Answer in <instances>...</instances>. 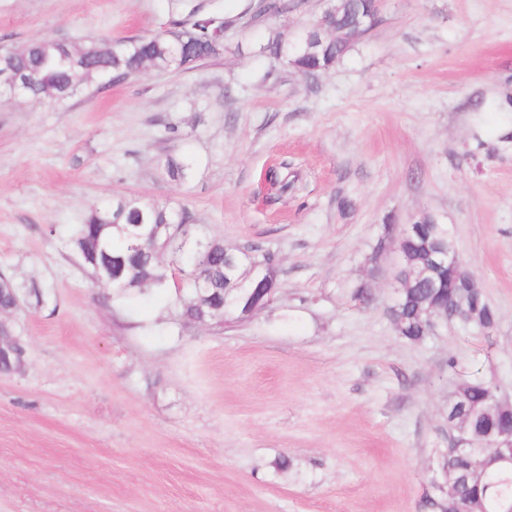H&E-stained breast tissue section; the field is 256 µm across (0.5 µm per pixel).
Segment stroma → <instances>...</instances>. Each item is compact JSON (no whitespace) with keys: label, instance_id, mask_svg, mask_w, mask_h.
Listing matches in <instances>:
<instances>
[{"label":"stroma","instance_id":"1","mask_svg":"<svg viewBox=\"0 0 512 512\" xmlns=\"http://www.w3.org/2000/svg\"><path fill=\"white\" fill-rule=\"evenodd\" d=\"M251 0H0V48L148 36L232 15L224 53L64 103L0 100V274L26 348L0 377V512H431L448 401L481 370L512 402V0H381L378 23L310 81L261 47L325 0L252 22ZM190 157L187 181L156 169ZM288 162L294 190L272 199ZM139 195L198 234L272 254L247 320L185 322L175 290L130 313L69 237ZM447 225L500 320L410 342L389 307L387 224ZM365 286L370 306L351 300Z\"/></svg>","mask_w":512,"mask_h":512}]
</instances>
